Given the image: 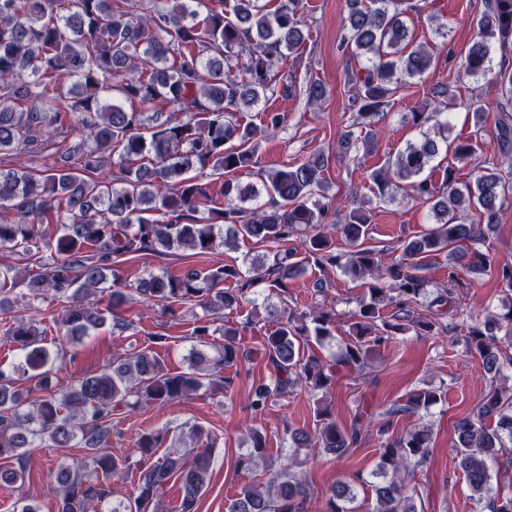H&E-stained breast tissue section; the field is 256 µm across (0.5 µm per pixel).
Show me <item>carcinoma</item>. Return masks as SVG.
<instances>
[{"mask_svg":"<svg viewBox=\"0 0 512 512\" xmlns=\"http://www.w3.org/2000/svg\"><path fill=\"white\" fill-rule=\"evenodd\" d=\"M206 14L187 0H155L150 8H112V0H0V210L13 213L0 221V249L33 257L44 248L56 259L43 273L29 277L26 292L13 299L20 272L0 266V312L17 305L34 308L46 300L61 305L62 341L56 351L43 343L40 320L13 314L0 331L17 344L20 356L0 367V460L17 465L0 468V484L19 488L26 481L21 448L49 442L77 447L83 456L60 468L57 512H98L112 496V478L122 476L129 457L109 448L112 418L118 408L167 404L201 389L227 385L224 368L247 357L240 329L224 328V343L208 357L199 352L190 369L172 373L152 349L128 354L99 374L81 378L73 387L52 389L56 362L66 347L89 331L111 322L124 331L129 322L115 309L134 294L146 302L174 306L194 301L211 314L239 307L252 289L263 284L274 293H288L290 281L307 268H336L364 285V294L350 314L348 336L332 360L301 349L335 340L336 313L320 305L297 312L285 306L271 314L272 329L262 350L272 365L270 382L256 385L249 406L262 413L269 402L290 389L327 396L336 382L335 367L361 369L380 347L401 336H438L458 328L456 295L476 276L495 274L512 290V264L496 261L490 234L500 223L505 201L512 198V179L497 165L479 166L474 178L460 184L448 163L441 180L434 178L435 159L462 161L483 152L480 131L490 105L473 110L476 133L448 141L441 121L442 103L412 113L420 138L406 142L369 175L379 200L396 196L429 207L433 227L401 244V254L386 257L371 240L370 210L346 211L334 225L344 248L325 219L335 198L326 194L329 158L322 152L291 166L270 170L255 160L256 144L282 129L286 116L266 112L260 125L242 124L235 113L247 112L278 93L302 94L315 105L326 95L315 80L298 85L293 75L278 70L286 53L304 40L299 27L304 0H278L272 10L263 0H216ZM348 12L339 49L367 66L349 73L353 97L352 125L371 128L385 118L396 94L410 80L422 78L435 55L423 44L411 45L406 17L420 10L415 0H347ZM499 46L502 62L493 67L491 51ZM512 0H484L476 34L461 62L466 77L488 79L512 99ZM74 80L80 97L62 89ZM497 144L512 153V113L495 105ZM83 134L67 145L75 129ZM373 133L357 137L345 131L339 150L354 159L374 151ZM58 157L53 166L33 173L12 161L24 153ZM251 169L255 184L243 189L235 174ZM223 179L213 188L211 177ZM266 200L251 206L260 197ZM204 210L207 216L195 213ZM46 224L58 226L51 236ZM251 238L270 243L274 252L249 263L213 265L204 271L150 273L130 285L118 273L123 257L153 254L160 249H191L206 254L226 240ZM448 256L446 285L429 301L423 260ZM233 279L237 287L224 288ZM107 293L101 309L87 303ZM465 347L478 355L484 372L498 376L512 369V295L499 312L480 322L464 323ZM44 390L33 400L23 396L28 383ZM441 389L426 387L394 404L380 427L386 433L393 418L413 415L444 401ZM360 419L341 426L331 408L317 405L314 429L287 430L295 448L318 447L343 457L362 433ZM249 454L237 461L250 471L266 460V437L249 429ZM209 432L188 427L178 443L165 427L143 432L135 452L142 465L133 497L110 512H156L157 498L176 480L181 512H195L209 482L213 457ZM512 442V393L490 386L472 413L455 425L456 465L488 512H512V497L492 487L490 463L505 441ZM182 452L156 463L161 448ZM430 434L407 428L382 444L380 466L371 476L374 512H418L408 478L428 458ZM310 496L306 478L284 464L272 469L263 483L243 485L228 512H305ZM356 494L339 482L325 499L322 512H354Z\"/></svg>","mask_w":512,"mask_h":512,"instance_id":"cac0c4a2","label":"carcinoma"}]
</instances>
